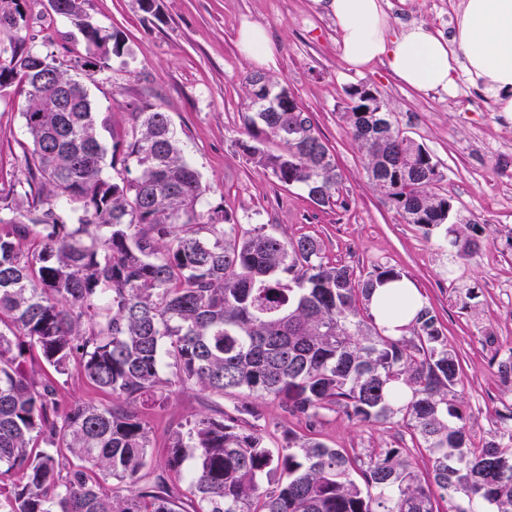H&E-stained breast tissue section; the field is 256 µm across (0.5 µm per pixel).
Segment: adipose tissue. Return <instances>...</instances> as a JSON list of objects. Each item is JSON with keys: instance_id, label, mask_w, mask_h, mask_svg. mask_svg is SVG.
Instances as JSON below:
<instances>
[{"instance_id": "adipose-tissue-1", "label": "adipose tissue", "mask_w": 512, "mask_h": 512, "mask_svg": "<svg viewBox=\"0 0 512 512\" xmlns=\"http://www.w3.org/2000/svg\"><path fill=\"white\" fill-rule=\"evenodd\" d=\"M336 25L347 63L362 70L376 61L387 65L402 84L424 93L452 94L458 75L494 99L498 112L512 120V0H462L450 36L411 23L393 32L383 0H316ZM385 299L420 304L409 279L387 282L374 295L372 312L387 335H401L411 313L392 315Z\"/></svg>"}]
</instances>
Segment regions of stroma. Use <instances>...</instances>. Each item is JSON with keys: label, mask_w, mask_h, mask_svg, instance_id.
Here are the masks:
<instances>
[{"label": "stroma", "mask_w": 512, "mask_h": 512, "mask_svg": "<svg viewBox=\"0 0 512 512\" xmlns=\"http://www.w3.org/2000/svg\"><path fill=\"white\" fill-rule=\"evenodd\" d=\"M461 0H388L394 28L424 22L450 34ZM87 14L103 29L121 31L122 56L99 60L89 90L108 131L121 139L133 123V106L153 103L167 113L185 156L207 187L198 208L222 205L243 227L267 225L286 237L320 240L330 260L367 273L392 267L412 280L436 313L461 367L457 387L470 420L471 441L492 438L496 412L512 398L497 376L499 359L512 352V123L499 117L491 97L459 78L454 95L422 93L400 84L382 64L363 73L349 69L338 47L336 26L315 0H156L151 13L136 0H86ZM22 30L0 28V46L17 36L79 73L94 49L49 0H26ZM263 28L272 53L264 63L238 48L243 26ZM262 71L285 80L299 106L332 150L342 177V202L313 204L296 186H282L244 152L241 114L248 75ZM364 84L388 102L399 129L423 144L443 174L434 190L451 197V221L477 240L470 258L458 256L443 230L425 233L408 224L374 191L367 161L345 119L349 86ZM28 88L0 89V196L25 171L29 141L23 114ZM60 405L113 403L88 383L72 362L57 384ZM241 414L267 447L286 444L300 423L279 401L245 392L218 397L196 387L176 390L165 401L139 406L152 448L151 470L164 469L170 435L200 416ZM319 433L333 448L396 446V428L367 426L341 413L325 416Z\"/></svg>", "instance_id": "1"}]
</instances>
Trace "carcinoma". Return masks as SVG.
I'll use <instances>...</instances> for the list:
<instances>
[{
  "mask_svg": "<svg viewBox=\"0 0 512 512\" xmlns=\"http://www.w3.org/2000/svg\"><path fill=\"white\" fill-rule=\"evenodd\" d=\"M54 2L101 57L124 53V38L94 23L85 0ZM21 18L20 0H0V27ZM81 71L69 75L22 37L0 63V88L20 78L31 97L27 176L0 212V474L17 475L0 512H179L163 475L139 486L151 438L132 404L187 386L270 396L304 424L274 451L227 413L174 432L165 469L178 475L194 459L192 512H439L435 496L451 503L458 493L512 512V407L497 413L499 439L475 446L456 404L459 360L432 308L421 305L400 336L376 322V287L403 274L379 267L364 277L328 260L311 235L245 229L220 205L197 212L201 175L168 115L137 108L108 153L89 94L96 64ZM246 83V154L314 204H336L340 175L309 113L264 73ZM364 93L346 89V116L373 186L406 223L444 226L458 254L471 255L476 243L447 227L451 199L431 191L443 178L437 163L393 113L362 111ZM118 150L135 178L103 175ZM62 195L82 204L75 226L59 212ZM18 342L40 353V377L20 368ZM76 359L125 405L60 408L58 377ZM328 412L406 429L431 468L418 471L406 448L363 458L328 446L318 432ZM111 479L129 494L105 490Z\"/></svg>",
  "mask_w": 512,
  "mask_h": 512,
  "instance_id": "cac0c4a2",
  "label": "carcinoma"
}]
</instances>
